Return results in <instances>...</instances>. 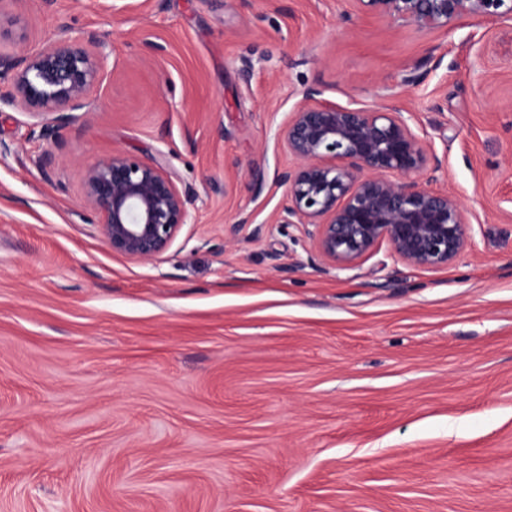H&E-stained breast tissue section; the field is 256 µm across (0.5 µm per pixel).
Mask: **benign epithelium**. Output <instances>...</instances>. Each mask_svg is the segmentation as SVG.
<instances>
[{"label": "benign epithelium", "instance_id": "7a95c632", "mask_svg": "<svg viewBox=\"0 0 512 512\" xmlns=\"http://www.w3.org/2000/svg\"><path fill=\"white\" fill-rule=\"evenodd\" d=\"M354 11L449 29L469 17L512 21V0H350ZM109 62L95 33L58 37L33 53L0 55L7 102L35 119L31 134L55 141L61 129L94 106L91 91ZM292 165L281 172L286 204L277 224H300L318 256L356 266L385 242L404 263L447 266L467 247V210L446 190L431 188L442 159L397 108L341 106L310 87L282 130ZM196 193L180 189L158 161L117 153L88 164L82 198L99 214L113 252L148 263L166 253L190 223Z\"/></svg>", "mask_w": 512, "mask_h": 512}]
</instances>
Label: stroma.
<instances>
[{
  "instance_id": "1",
  "label": "stroma",
  "mask_w": 512,
  "mask_h": 512,
  "mask_svg": "<svg viewBox=\"0 0 512 512\" xmlns=\"http://www.w3.org/2000/svg\"><path fill=\"white\" fill-rule=\"evenodd\" d=\"M125 3L0 5L2 55L63 26L110 53L57 142L0 103V512H512V25ZM313 84L432 145L469 212L453 263L384 243L339 269L272 223ZM114 153L197 194L153 263L113 253L83 203L85 166Z\"/></svg>"
}]
</instances>
